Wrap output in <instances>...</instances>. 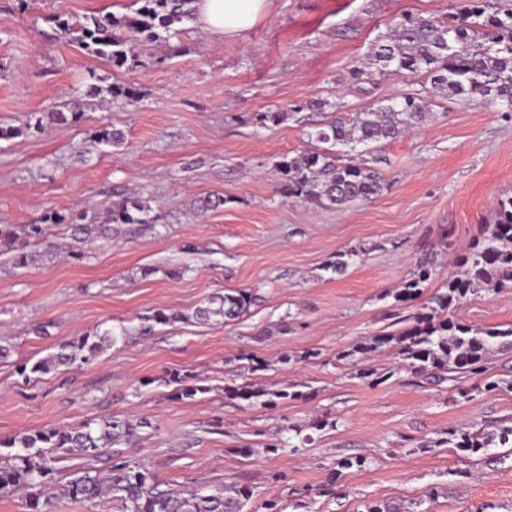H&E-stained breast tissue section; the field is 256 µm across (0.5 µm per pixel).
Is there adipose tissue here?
I'll use <instances>...</instances> for the list:
<instances>
[{"label": "adipose tissue", "instance_id": "adipose-tissue-1", "mask_svg": "<svg viewBox=\"0 0 512 512\" xmlns=\"http://www.w3.org/2000/svg\"><path fill=\"white\" fill-rule=\"evenodd\" d=\"M268 0H195L197 22L219 36H245L268 9Z\"/></svg>", "mask_w": 512, "mask_h": 512}]
</instances>
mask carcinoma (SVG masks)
I'll list each match as a JSON object with an SVG mask.
<instances>
[{
	"mask_svg": "<svg viewBox=\"0 0 512 512\" xmlns=\"http://www.w3.org/2000/svg\"><path fill=\"white\" fill-rule=\"evenodd\" d=\"M139 7L123 16H90L58 24L69 42L88 54L112 65L136 67L138 56L133 44L151 41L160 33H169L175 25L194 15V0H135ZM407 74L424 76L431 87L450 97L461 99L479 96L512 111V0H454L453 10L442 17L403 14L395 19L390 31L371 46L362 66L351 70V79L371 83L374 75ZM91 97H107L135 102L139 89L128 85L88 86ZM428 117L427 102L417 93L390 97L366 112L352 118L338 117L318 128L314 139L323 144L315 150H303L286 156L278 164L281 190L290 198L300 199L320 208H338L350 202L377 197L384 189L381 174L365 163H343L332 155L336 145L350 149L371 146L396 139L422 125ZM82 113H47L52 124L75 125ZM157 217L137 197H126L112 206L105 221L97 213L83 212L72 218L58 211L44 213L37 224L14 227L0 225V242L14 252L12 265L26 268L37 260L27 250L31 239L44 238L46 225L64 224L73 244H84L98 238L112 237L115 224H153ZM459 270L448 275L444 291L430 299L428 312H415L365 337L338 359L360 356L370 361L373 356L394 349L403 366L423 376L435 371L448 374L452 390L470 400L471 391L490 393L500 389L496 381L468 390L464 379H479L486 372L488 354L493 347L512 338V327H480L462 322L454 311L467 297L485 286L503 287L512 282V195L498 199L494 224L488 235L474 239L466 252L458 257ZM434 254L429 252L416 262L412 277L393 294L395 302L405 305L422 293L424 283L432 275ZM255 300L247 292L214 294L198 307L193 317L199 321H235ZM183 318L181 314L158 309L145 317L140 333L148 335L154 325L168 324ZM121 339L107 329L94 335L78 336L56 344L45 357L28 365H19L25 377L47 374L60 368L90 365ZM165 386H175L173 396L193 401L210 388L198 384L191 374L170 371L162 379ZM305 397L299 390H268L248 383L224 386V399L231 402L259 404L275 408L287 400ZM151 427L146 419L104 416L88 422L52 429H34L4 441L0 448V497L24 495L30 512H49L50 480L56 477L55 464L62 460L82 459L84 464L66 472L55 487L74 502L96 507L104 499L119 503L120 512H245L252 493L234 483L222 489L202 486L189 490L162 488V483L149 467L123 457L124 449L141 438ZM448 444L468 458H481L492 448H512V427L496 434L480 431L457 434L436 441ZM109 463L106 468L98 467ZM361 456L343 457L336 461L328 484L352 469L364 468Z\"/></svg>",
	"mask_w": 512,
	"mask_h": 512,
	"instance_id": "obj_1",
	"label": "carcinoma"
}]
</instances>
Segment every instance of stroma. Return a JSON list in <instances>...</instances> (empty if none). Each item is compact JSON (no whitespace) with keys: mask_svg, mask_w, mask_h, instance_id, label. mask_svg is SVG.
I'll return each mask as SVG.
<instances>
[{"mask_svg":"<svg viewBox=\"0 0 512 512\" xmlns=\"http://www.w3.org/2000/svg\"><path fill=\"white\" fill-rule=\"evenodd\" d=\"M133 0H0V224H32L46 211L103 212L137 196L159 220L115 225L111 239L69 256L65 226L30 241L39 260L13 268L0 246V440L119 415L152 424L126 454L173 487H250L251 512L269 495L285 512H361L367 501L420 512H512V448L477 464L435 447L450 430L492 433L512 424V346L487 374L501 390L458 398L447 380L417 376L392 352L372 364L394 373L360 378L339 353L396 318L393 292L416 260L437 266L414 308L426 306L456 270V258L512 194V113L476 97L448 99L420 76L392 74L354 84L349 73L401 14L440 16L450 0H270L244 37H219L195 20L140 46L142 64L117 68L73 46L56 18L129 13ZM135 85L138 102L88 96L93 78ZM406 93L429 102L413 132L343 160L376 162L381 195L321 209L282 194L277 164L315 147L313 132L340 115ZM321 98L323 111L305 109ZM79 124L26 131L31 115L60 107ZM263 112L283 113L261 124ZM117 128L121 146L99 144ZM224 199L200 213L197 198ZM55 254H48V244ZM357 257L339 275L326 266ZM248 291L256 301L230 323L197 321L213 294ZM164 308L179 321L138 329ZM459 317L512 326V284L469 296ZM107 329L126 330L93 364L27 380L19 365L53 345ZM188 371L208 386L196 400L172 398L160 380ZM297 386L304 400L274 409L224 400L228 384ZM319 419L330 427L318 430ZM300 435H290V427ZM282 441L273 454L265 447ZM250 456H241V449ZM363 470L326 480L339 458Z\"/></svg>","mask_w":512,"mask_h":512,"instance_id":"obj_1","label":"stroma"}]
</instances>
